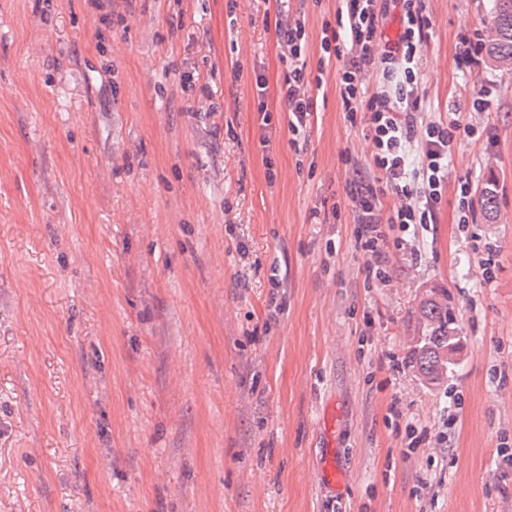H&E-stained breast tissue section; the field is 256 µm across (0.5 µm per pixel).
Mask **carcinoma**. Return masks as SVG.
I'll return each mask as SVG.
<instances>
[{"instance_id": "obj_1", "label": "carcinoma", "mask_w": 512, "mask_h": 512, "mask_svg": "<svg viewBox=\"0 0 512 512\" xmlns=\"http://www.w3.org/2000/svg\"><path fill=\"white\" fill-rule=\"evenodd\" d=\"M483 56L495 68L512 71V0H491L483 33ZM481 208L488 219L498 213V198L493 180L480 192ZM417 316L424 336L409 354L412 367L428 384L448 377L461 351L458 325L448 304V291L432 289L417 305Z\"/></svg>"}]
</instances>
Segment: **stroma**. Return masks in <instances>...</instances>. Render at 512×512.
<instances>
[{
    "label": "stroma",
    "instance_id": "1",
    "mask_svg": "<svg viewBox=\"0 0 512 512\" xmlns=\"http://www.w3.org/2000/svg\"><path fill=\"white\" fill-rule=\"evenodd\" d=\"M339 6L0 0V512H512V73L457 64L490 0H425L420 119L475 133L381 281L335 67L302 151L275 95L277 13L315 60ZM490 178L497 218L459 223L458 183ZM430 288L464 344L437 386L392 363ZM267 96V87L266 82L262 76H257L255 80V98L257 101L256 112H259L261 119V135H260V143L267 149V146L270 143L269 135L267 134L268 130L271 129V110H269L268 105L265 101Z\"/></svg>",
    "mask_w": 512,
    "mask_h": 512
}]
</instances>
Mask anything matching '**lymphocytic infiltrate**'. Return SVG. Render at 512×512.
<instances>
[{
  "label": "lymphocytic infiltrate",
  "instance_id": "obj_1",
  "mask_svg": "<svg viewBox=\"0 0 512 512\" xmlns=\"http://www.w3.org/2000/svg\"><path fill=\"white\" fill-rule=\"evenodd\" d=\"M343 0L334 23L324 24L318 67L337 62L341 107L350 124H362L374 145L373 165L379 183L355 179L350 196L361 224L359 243L368 260L366 278L382 279L387 273L388 238L394 229L435 221L436 205L448 182L451 145L457 124L419 123L423 109L417 93L419 63L431 37V21L423 0ZM396 16L395 39H386L385 24ZM275 28L288 72L278 96L288 112V130L304 138L314 112L311 87L306 79L307 39L301 20L279 14ZM381 71L380 89L369 91L365 77ZM422 144L420 167H410L408 149ZM427 189L415 191L416 180ZM393 194L396 202L383 209L381 196Z\"/></svg>",
  "mask_w": 512,
  "mask_h": 512
}]
</instances>
